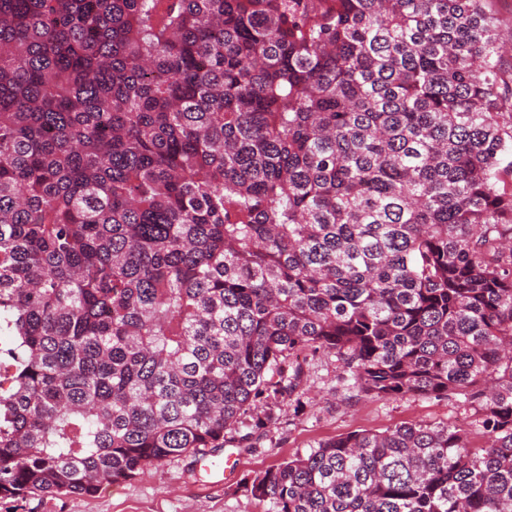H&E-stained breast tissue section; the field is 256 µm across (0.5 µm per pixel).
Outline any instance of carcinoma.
I'll use <instances>...</instances> for the list:
<instances>
[{"label":"carcinoma","mask_w":512,"mask_h":512,"mask_svg":"<svg viewBox=\"0 0 512 512\" xmlns=\"http://www.w3.org/2000/svg\"><path fill=\"white\" fill-rule=\"evenodd\" d=\"M484 0H0V498L299 407L297 351L454 425L354 431L271 512H512V77ZM263 416H253L257 409Z\"/></svg>","instance_id":"1"}]
</instances>
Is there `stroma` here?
Wrapping results in <instances>:
<instances>
[{
  "label": "stroma",
  "instance_id": "obj_1",
  "mask_svg": "<svg viewBox=\"0 0 512 512\" xmlns=\"http://www.w3.org/2000/svg\"><path fill=\"white\" fill-rule=\"evenodd\" d=\"M303 410L283 401L275 423L255 433L253 448L226 444L223 470L199 469L187 455L144 470L132 480L105 485L97 494L69 493L0 498V512H269L255 499L245 479L295 455L308 454L318 441L353 431L384 432L406 423H449L468 430L471 447L483 446L480 431L470 428L472 413L455 400L407 396L378 400L346 391L344 368L335 355L308 357L304 366Z\"/></svg>",
  "mask_w": 512,
  "mask_h": 512
}]
</instances>
